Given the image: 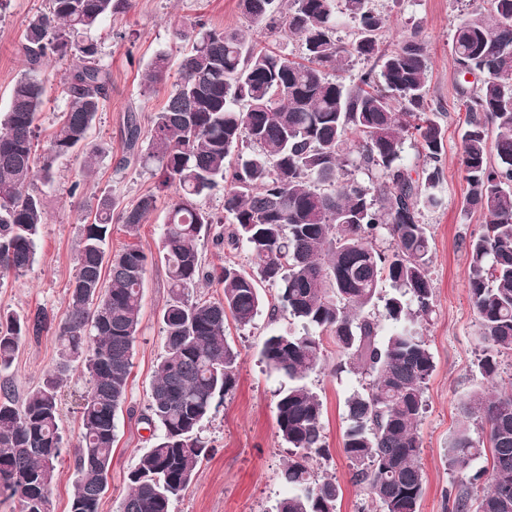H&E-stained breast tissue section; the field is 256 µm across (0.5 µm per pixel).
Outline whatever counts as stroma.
<instances>
[{"instance_id": "1", "label": "stroma", "mask_w": 512, "mask_h": 512, "mask_svg": "<svg viewBox=\"0 0 512 512\" xmlns=\"http://www.w3.org/2000/svg\"><path fill=\"white\" fill-rule=\"evenodd\" d=\"M238 0H131L125 11L106 20L90 37L99 46V58L112 72V93L87 134L86 144L98 149L94 160L85 151L54 162L51 180L35 181L33 190L45 204L47 220L41 229L33 264L22 274L0 276V309L18 314L46 309L62 315L68 306V283L74 273V255L83 216L95 212L99 198L108 195L118 207L134 206L141 197L154 195L155 209L136 235L113 225L109 251H119L136 240L151 262L146 273L140 332L134 346L133 367L127 401L116 420L109 488L100 512H120L128 490L127 476L137 463L150 433L139 421L148 403L156 366L164 353L160 313L168 297V278L159 259L163 224L170 190L160 188L155 165L122 166L126 153L121 136L127 112H135L142 131H149L155 113L164 106L176 81V73L144 92L147 63L160 52L178 61L185 44L179 30L196 20L217 30L247 26ZM487 0H375L385 18L378 34L382 49L389 50L412 30H420L428 46L427 103L446 131L441 155L440 182L436 188L443 204L422 209L421 220L432 236L431 277L435 285L434 312L424 338L436 368L427 383V410L419 425V462L426 485L419 512H451V493L457 474L448 469L449 441L458 424V406L482 379L477 360L485 346L477 315L469 300V258L464 239L476 235L485 219L466 207V182L461 166V136L465 129L462 77L450 52L453 29L468 11ZM47 7L46 0H11L0 15V112L7 111L10 88L24 71L18 48L29 18ZM68 61H52L39 73L45 86L39 120V142H46L61 112L68 106L60 79ZM297 330L296 322L282 318L270 323L261 313L252 327L241 329L228 323L226 336L239 351L235 389L223 404L213 409L202 430L211 455L198 468L185 493L174 500L172 512H275L283 496L281 472L291 451L278 433L275 406L283 379L270 373L260 361V349L269 326ZM322 369L309 377V384L323 401L322 424L329 458L313 460L319 472L335 476L342 489L338 512H376L369 496L352 481L350 464L342 451L347 426L345 401L367 379L354 372L337 371L340 356L332 340H325ZM59 339L55 331L29 338L21 344L11 376L17 395L42 382L57 358ZM83 385L70 380L63 388L60 428L64 439L61 462L50 493V512H68L76 474L73 456L80 428L75 395Z\"/></svg>"}]
</instances>
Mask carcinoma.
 <instances>
[{
  "mask_svg": "<svg viewBox=\"0 0 512 512\" xmlns=\"http://www.w3.org/2000/svg\"><path fill=\"white\" fill-rule=\"evenodd\" d=\"M129 0H48L33 15L19 52L27 72L0 113V269L21 274L35 256L46 221L42 198L30 186L53 162L85 146L112 89L98 45L83 35L123 11ZM251 26L270 37L296 36L305 61L260 48L253 34L196 23L179 33L188 43L178 80L157 113L147 152H136L141 128L127 118L132 161L158 163L162 184L174 190L164 224L162 257L169 297L161 317L164 354L157 364L142 422L153 443L128 474L121 512H171L210 449L201 436L212 409L236 383L239 352L225 334L228 320L253 324L264 305L259 284L277 288L270 319L286 313L299 332L266 336L261 357L288 384L278 393L276 422L293 449L283 472L288 494L277 512H337L341 487L310 460L327 454L323 402L308 384L324 360L323 338L342 363L369 382L346 402L342 451L352 480L379 512H419L425 476L418 425L435 361L420 333L433 312L431 244L421 208H436L437 163L445 130L426 107L429 57L419 29L391 51L380 50L385 20L372 0H238ZM342 14L355 37L337 35ZM450 48L459 72L480 83L463 92L467 128L461 164L466 204L483 213L482 231L465 242L467 286L486 342L478 371L494 380L499 357L512 353V0L462 17ZM71 60L60 81L68 100L42 156L37 130L45 87L37 73L51 60ZM355 60L374 61L346 82L338 72ZM168 72V56L148 64L144 89ZM412 138L435 166L414 179L402 164ZM368 172L369 184L355 172ZM224 189V216L195 198ZM146 195L114 213L100 199L82 225L68 306L58 318L44 309L19 315L0 310V501L18 512H48L63 448L60 405L64 383L79 374L81 421L74 454L77 479L70 512H99L102 479L112 470L115 420L126 402L149 259L130 243L110 254L112 221L134 234L155 209ZM231 224L216 240L244 244L252 272L208 267L197 240L203 227ZM388 234L390 252L376 244ZM223 290L214 301L194 300L200 282ZM56 329L59 360L24 398L9 376L23 340ZM461 423L448 445V469L460 476L454 512H512V394L477 392L460 405ZM480 433L473 434V429ZM487 448L491 474L470 472Z\"/></svg>",
  "mask_w": 512,
  "mask_h": 512,
  "instance_id": "obj_1",
  "label": "carcinoma"
}]
</instances>
